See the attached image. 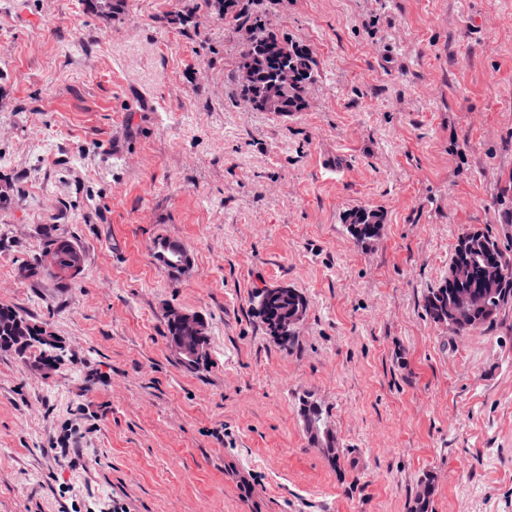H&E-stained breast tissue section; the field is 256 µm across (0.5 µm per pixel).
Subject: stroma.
I'll return each mask as SVG.
<instances>
[{
  "label": "stroma",
  "mask_w": 512,
  "mask_h": 512,
  "mask_svg": "<svg viewBox=\"0 0 512 512\" xmlns=\"http://www.w3.org/2000/svg\"><path fill=\"white\" fill-rule=\"evenodd\" d=\"M259 10L317 61L303 111H244L204 0H0V304L62 345L50 372L0 350V512H411L427 474L432 512H512V305L463 336L423 309L460 234L512 250V0ZM50 225L75 279L19 273ZM276 284L308 301L289 349L255 310ZM383 221V213L371 208H358L345 216L349 232L360 245L369 243L379 235ZM169 318L178 326L180 330L187 335L194 336L198 343H186L176 350L182 357V361L188 363L198 357L200 353L204 352L203 344L200 343L202 337L199 332L203 331L204 320L197 314L184 312L174 309L169 314ZM300 415L312 443L319 448H331V452L335 453L336 440L328 427L322 408L313 402L303 400Z\"/></svg>",
  "instance_id": "stroma-1"
}]
</instances>
